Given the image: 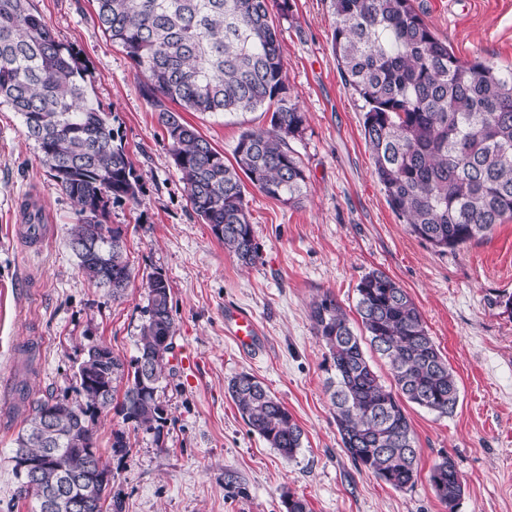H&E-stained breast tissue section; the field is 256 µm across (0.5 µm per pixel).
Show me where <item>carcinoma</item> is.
Here are the masks:
<instances>
[{"label": "carcinoma", "instance_id": "1", "mask_svg": "<svg viewBox=\"0 0 512 512\" xmlns=\"http://www.w3.org/2000/svg\"><path fill=\"white\" fill-rule=\"evenodd\" d=\"M104 33L133 61L143 93L158 110L187 200L224 250L243 266L261 259L242 178L264 195L294 203L307 176L288 146L306 122L286 83L270 0H95ZM332 48L345 87L363 102L364 136L388 205L412 233L441 253L492 233L512 220V67L463 60L415 10L413 0H329ZM170 101L189 112H251L264 107L270 127L246 130L234 162L217 150ZM0 105L18 113L27 138L56 185L76 206L68 248L85 278L123 297L132 278L122 231L106 224L112 199L140 203L134 163L100 105L89 97L78 51L56 40L33 0H0ZM33 231L43 211L24 205ZM147 320L138 355L126 361L103 343L88 347L74 377L81 403L49 394L36 402L16 438L12 460L33 462L18 493L37 512L41 495L68 487L91 494L84 512H122L108 500L112 475L97 448L94 424L113 403L133 430L164 420L159 402L173 374L174 318L170 285L148 276ZM361 333L329 293L314 301L310 320L328 349L327 380L343 450L360 470L395 490L418 478L415 433L405 404L453 414L459 383L408 292L381 270L357 286ZM369 342L388 364L387 385L363 351ZM227 393L249 430L291 459L303 430L255 376L230 379ZM430 485L454 512L464 483L442 455Z\"/></svg>", "mask_w": 512, "mask_h": 512}]
</instances>
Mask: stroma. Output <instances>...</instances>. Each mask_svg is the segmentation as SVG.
<instances>
[{"instance_id": "stroma-1", "label": "stroma", "mask_w": 512, "mask_h": 512, "mask_svg": "<svg viewBox=\"0 0 512 512\" xmlns=\"http://www.w3.org/2000/svg\"><path fill=\"white\" fill-rule=\"evenodd\" d=\"M416 11L463 59L512 64V0H413ZM56 38L79 51L90 92L109 116L140 177V205L110 201L109 225L121 228L133 275L124 296L90 283L67 247L76 221L20 116L0 106V512H31L13 472L15 439L31 399H76L74 373L89 344L128 360L138 353L148 304L147 278L162 273L175 322V374L159 393V429L130 432V456L112 452L125 424L116 409L94 426L123 512H285V494L311 512H512V222L482 239L441 253L392 212L364 139L362 103L336 68L333 17L326 0H292L288 18L272 9L280 31L286 82L307 120L290 142L310 192L287 205L254 187L246 203L260 261L241 267L201 223L187 200L158 112L143 93L132 60L99 27L94 0H35ZM184 118L225 155L243 131L265 129L270 115L188 112ZM48 217L41 244L20 232L24 200ZM384 271L419 308L430 335L459 379L455 412L439 416L411 405L419 475L411 490L392 489L358 470L342 449L326 388L331 365L313 333L310 306L333 295L357 321L356 288ZM251 314L256 344L240 350L224 311ZM32 345L31 355L20 349ZM248 372L279 398L304 431L293 458L250 433L226 393ZM451 455L464 494L454 510L428 480L440 455Z\"/></svg>"}]
</instances>
